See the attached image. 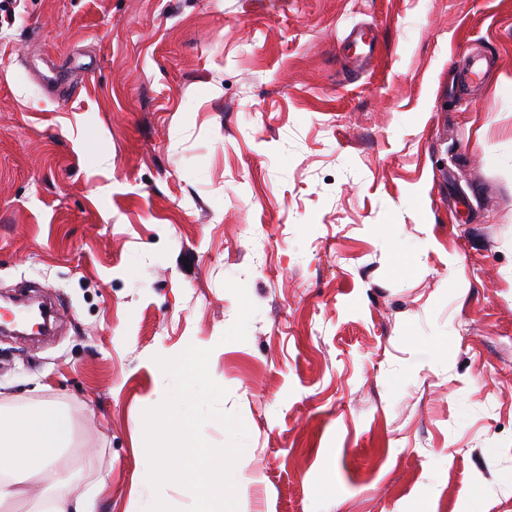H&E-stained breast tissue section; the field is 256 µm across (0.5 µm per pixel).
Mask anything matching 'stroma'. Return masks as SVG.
<instances>
[{
	"instance_id": "35a3bbf8",
	"label": "stroma",
	"mask_w": 512,
	"mask_h": 512,
	"mask_svg": "<svg viewBox=\"0 0 512 512\" xmlns=\"http://www.w3.org/2000/svg\"><path fill=\"white\" fill-rule=\"evenodd\" d=\"M6 293L57 326L0 334V413L68 415L95 512L151 503L190 345L249 432L239 512H512V0H21Z\"/></svg>"
}]
</instances>
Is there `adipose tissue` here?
Returning a JSON list of instances; mask_svg holds the SVG:
<instances>
[{
    "label": "adipose tissue",
    "mask_w": 512,
    "mask_h": 512,
    "mask_svg": "<svg viewBox=\"0 0 512 512\" xmlns=\"http://www.w3.org/2000/svg\"><path fill=\"white\" fill-rule=\"evenodd\" d=\"M71 442L69 422L55 407L0 418V503L19 495L35 476L57 468ZM33 504L37 512H90L84 493L61 476Z\"/></svg>",
    "instance_id": "ef3b65f1"
}]
</instances>
